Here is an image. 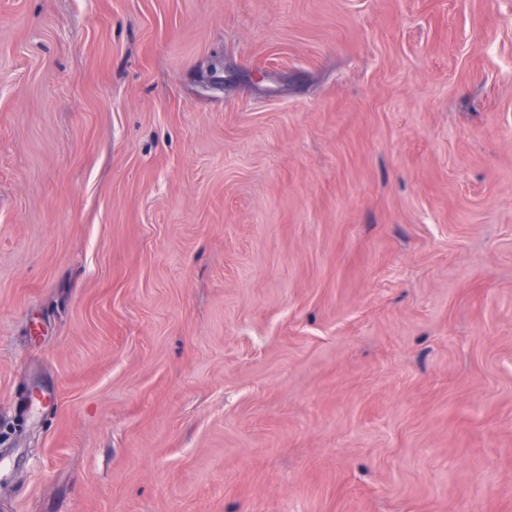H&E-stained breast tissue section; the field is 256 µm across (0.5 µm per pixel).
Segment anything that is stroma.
I'll return each mask as SVG.
<instances>
[{"instance_id":"obj_1","label":"stroma","mask_w":512,"mask_h":512,"mask_svg":"<svg viewBox=\"0 0 512 512\" xmlns=\"http://www.w3.org/2000/svg\"><path fill=\"white\" fill-rule=\"evenodd\" d=\"M0 512H512V0H0Z\"/></svg>"}]
</instances>
